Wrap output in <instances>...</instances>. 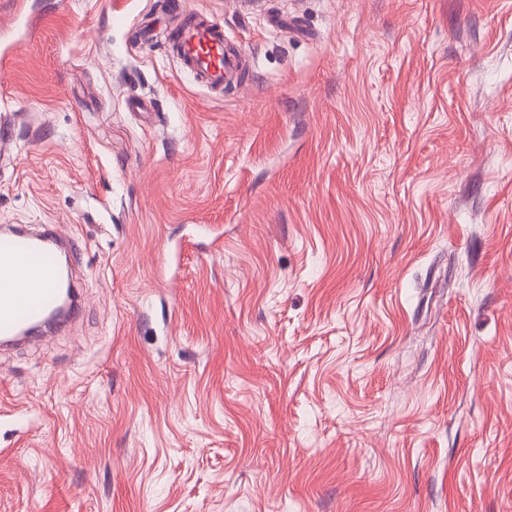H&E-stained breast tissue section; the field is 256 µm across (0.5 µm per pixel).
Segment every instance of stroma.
I'll return each mask as SVG.
<instances>
[{
  "label": "stroma",
  "instance_id": "stroma-1",
  "mask_svg": "<svg viewBox=\"0 0 512 512\" xmlns=\"http://www.w3.org/2000/svg\"><path fill=\"white\" fill-rule=\"evenodd\" d=\"M0 0V227L84 248L0 352V512H512V0ZM178 53L206 87H224L236 79L242 82L247 60L228 43L224 27L188 22L176 31Z\"/></svg>",
  "mask_w": 512,
  "mask_h": 512
}]
</instances>
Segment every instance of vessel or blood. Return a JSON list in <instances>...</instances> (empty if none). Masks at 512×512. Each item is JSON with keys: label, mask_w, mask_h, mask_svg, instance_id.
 <instances>
[{"label": "vessel or blood", "mask_w": 512, "mask_h": 512, "mask_svg": "<svg viewBox=\"0 0 512 512\" xmlns=\"http://www.w3.org/2000/svg\"><path fill=\"white\" fill-rule=\"evenodd\" d=\"M179 54L198 81L221 87L241 79L247 60L228 43L217 24L189 22L176 32ZM63 241L56 227L33 234L21 227L0 230V342L24 340L64 303L67 287L59 272Z\"/></svg>", "instance_id": "obj_1"}]
</instances>
